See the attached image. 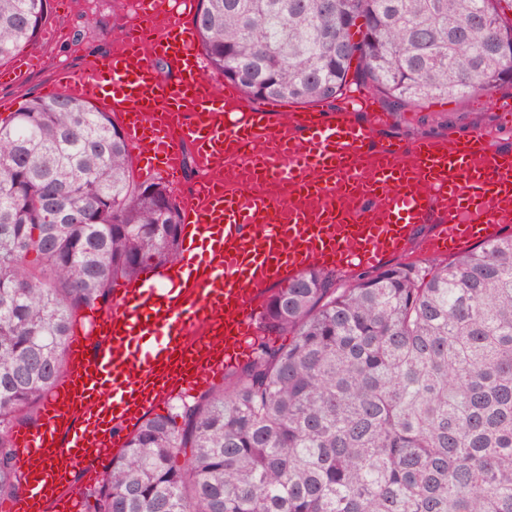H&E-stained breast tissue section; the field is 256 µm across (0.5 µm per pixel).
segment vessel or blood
Returning a JSON list of instances; mask_svg holds the SVG:
<instances>
[{
    "instance_id": "vessel-or-blood-1",
    "label": "vessel or blood",
    "mask_w": 512,
    "mask_h": 512,
    "mask_svg": "<svg viewBox=\"0 0 512 512\" xmlns=\"http://www.w3.org/2000/svg\"><path fill=\"white\" fill-rule=\"evenodd\" d=\"M196 0H130L136 25L153 31L81 71L60 70L52 94L114 112L136 161L180 183L181 147L201 169L181 202L179 263L159 279L121 289L68 343V373L42 405L41 425L15 431L25 481L8 512H83L77 470L98 477L142 418L220 378L247 358L254 311L268 288L310 267H377L431 225L429 252L455 255L512 232V151L481 132L460 139L376 141L381 117L361 124L374 98L348 91L330 113L279 115L209 76L195 31ZM250 170L319 211L253 191L217 190L211 163Z\"/></svg>"
}]
</instances>
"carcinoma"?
<instances>
[{
  "mask_svg": "<svg viewBox=\"0 0 512 512\" xmlns=\"http://www.w3.org/2000/svg\"><path fill=\"white\" fill-rule=\"evenodd\" d=\"M512 0H198L208 67L251 101L329 108L363 87L421 112L512 87ZM50 0H0V64ZM169 187L135 175L95 106L36 96L0 116V500L10 441L66 371L79 312L179 257ZM253 357L146 417L90 512H512V234L425 278L342 283L312 267L272 293ZM286 337L276 343L273 337Z\"/></svg>",
  "mask_w": 512,
  "mask_h": 512,
  "instance_id": "carcinoma-1",
  "label": "carcinoma"
}]
</instances>
